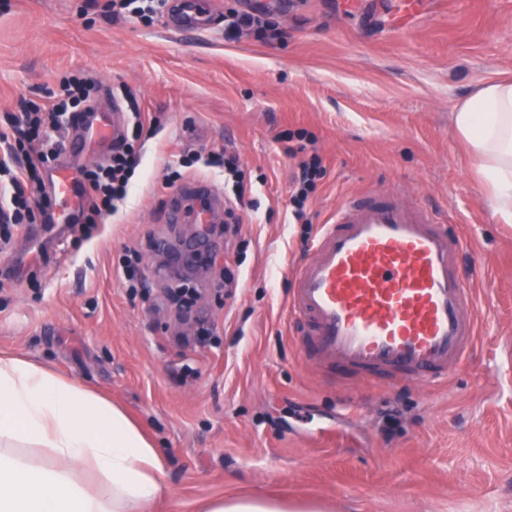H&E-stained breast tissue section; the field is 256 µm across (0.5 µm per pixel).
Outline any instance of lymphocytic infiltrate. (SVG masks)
Instances as JSON below:
<instances>
[{
	"mask_svg": "<svg viewBox=\"0 0 512 512\" xmlns=\"http://www.w3.org/2000/svg\"><path fill=\"white\" fill-rule=\"evenodd\" d=\"M95 90L92 79L73 77L63 83L60 99L52 108L29 102L21 111L6 113L0 120V243L9 241L24 225L52 223V173L63 162L70 125L93 106ZM122 96L130 106L122 135L113 143L105 162L78 170L83 202L74 221L86 235L96 228L98 219L118 211L142 164V148L149 132L134 95L126 90ZM183 162L222 174L230 200L240 206L249 204L244 174L235 156L224 148L186 153ZM323 171L318 154L300 162L291 195L296 218H304Z\"/></svg>",
	"mask_w": 512,
	"mask_h": 512,
	"instance_id": "lymphocytic-infiltrate-1",
	"label": "lymphocytic infiltrate"
}]
</instances>
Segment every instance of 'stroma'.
I'll return each instance as SVG.
<instances>
[{
    "instance_id": "obj_1",
    "label": "stroma",
    "mask_w": 512,
    "mask_h": 512,
    "mask_svg": "<svg viewBox=\"0 0 512 512\" xmlns=\"http://www.w3.org/2000/svg\"><path fill=\"white\" fill-rule=\"evenodd\" d=\"M190 36L164 21L110 23L86 0H0V116L49 106L71 75L131 88L155 121L126 206L50 233L33 255L16 235L0 264V354L71 378L123 409L153 441L166 495L155 512H196L218 496L330 512H512V223H499L451 113L484 82L512 76V0H215ZM265 10L269 37L230 39L224 18ZM306 131L324 174L305 221L292 215L299 160L282 131ZM234 151L258 210L220 243L199 313L218 341L182 347L188 321L159 307L172 280L153 250L196 225L167 221L187 149ZM409 189L462 227L479 335L447 381L354 384L305 361L287 308L293 269L344 197ZM141 252L152 301L117 273Z\"/></svg>"
}]
</instances>
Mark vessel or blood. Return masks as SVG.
Wrapping results in <instances>:
<instances>
[{
	"instance_id": "b4317fda",
	"label": "vessel or blood",
	"mask_w": 512,
	"mask_h": 512,
	"mask_svg": "<svg viewBox=\"0 0 512 512\" xmlns=\"http://www.w3.org/2000/svg\"><path fill=\"white\" fill-rule=\"evenodd\" d=\"M167 29L193 33L212 18L206 0H171ZM120 110L94 112L70 150H106L120 128ZM54 195L67 203L68 223L81 197L67 168L52 174ZM192 221L206 224L218 189L182 190ZM462 237L418 203L386 191L352 196L322 224L312 252L295 268L287 296L308 363L337 378L395 386L447 380L478 335V296L459 272Z\"/></svg>"
}]
</instances>
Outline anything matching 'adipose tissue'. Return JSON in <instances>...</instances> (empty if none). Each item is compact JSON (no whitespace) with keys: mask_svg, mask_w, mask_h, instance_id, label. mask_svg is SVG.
Masks as SVG:
<instances>
[{"mask_svg":"<svg viewBox=\"0 0 512 512\" xmlns=\"http://www.w3.org/2000/svg\"><path fill=\"white\" fill-rule=\"evenodd\" d=\"M456 135L478 161L494 216L512 223V79L480 86L451 114ZM37 449L39 465L13 452ZM91 473L95 488L74 471ZM166 486L156 448L122 409L75 381L0 355V512H154ZM201 512H325L260 497L207 500Z\"/></svg>","mask_w":512,"mask_h":512,"instance_id":"adipose-tissue-1","label":"adipose tissue"}]
</instances>
